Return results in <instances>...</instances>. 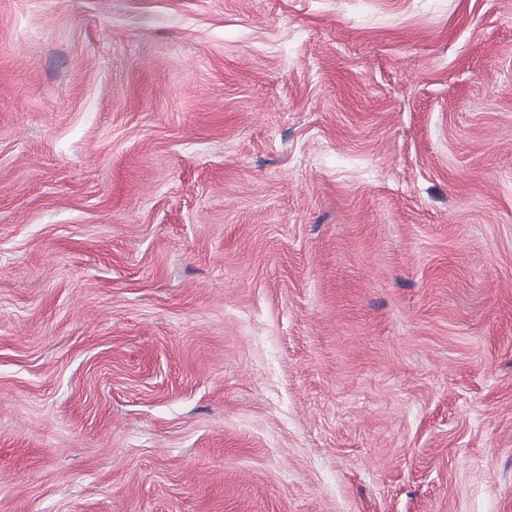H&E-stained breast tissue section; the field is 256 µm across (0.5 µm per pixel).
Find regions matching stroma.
Returning a JSON list of instances; mask_svg holds the SVG:
<instances>
[{"mask_svg": "<svg viewBox=\"0 0 512 512\" xmlns=\"http://www.w3.org/2000/svg\"><path fill=\"white\" fill-rule=\"evenodd\" d=\"M0 512H512V0H0Z\"/></svg>", "mask_w": 512, "mask_h": 512, "instance_id": "stroma-1", "label": "stroma"}]
</instances>
